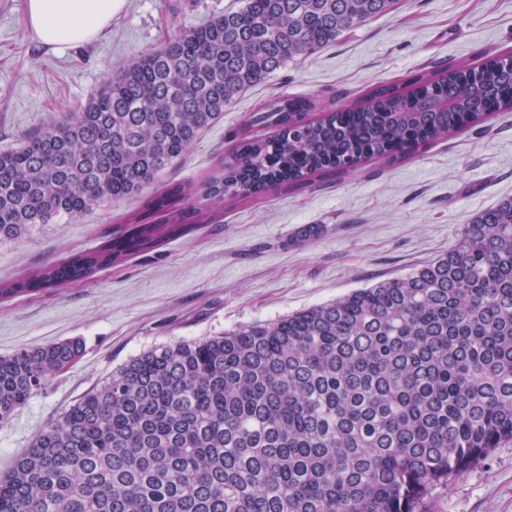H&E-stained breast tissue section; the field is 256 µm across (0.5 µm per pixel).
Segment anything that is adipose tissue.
I'll return each instance as SVG.
<instances>
[{"instance_id":"adipose-tissue-1","label":"adipose tissue","mask_w":512,"mask_h":512,"mask_svg":"<svg viewBox=\"0 0 512 512\" xmlns=\"http://www.w3.org/2000/svg\"><path fill=\"white\" fill-rule=\"evenodd\" d=\"M124 6L125 0H26L30 28L43 44L53 47L94 40Z\"/></svg>"}]
</instances>
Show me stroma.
<instances>
[{
  "label": "stroma",
  "instance_id": "35a3bbf8",
  "mask_svg": "<svg viewBox=\"0 0 512 512\" xmlns=\"http://www.w3.org/2000/svg\"><path fill=\"white\" fill-rule=\"evenodd\" d=\"M234 0H126L97 39L57 49L35 40L25 0H0V151L86 102L105 78L179 29L223 14ZM512 52V0H394L386 14L344 32L241 92L223 117L154 185L201 186L271 98L351 106L376 88L406 86L448 63L477 65ZM512 198V109L419 146L390 164L277 186L242 201L194 196L202 224L91 277L0 298V356L70 338L82 355L0 427V475L46 423L130 358L180 339L217 336L326 304L406 275L443 255L463 224ZM144 195L106 201L77 220L0 242V284L93 251L130 231ZM319 225V235L303 230ZM430 512H512V443L437 490Z\"/></svg>",
  "mask_w": 512,
  "mask_h": 512
}]
</instances>
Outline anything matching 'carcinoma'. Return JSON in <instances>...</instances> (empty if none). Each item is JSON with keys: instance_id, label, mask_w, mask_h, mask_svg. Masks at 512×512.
<instances>
[{"instance_id": "1", "label": "carcinoma", "mask_w": 512, "mask_h": 512, "mask_svg": "<svg viewBox=\"0 0 512 512\" xmlns=\"http://www.w3.org/2000/svg\"><path fill=\"white\" fill-rule=\"evenodd\" d=\"M391 0H238L108 77L0 152V241L143 192L235 97L384 14ZM512 53L426 71L347 109L278 97L221 173L148 197L129 234L0 286L92 276L186 233L201 192L246 199L414 148L512 108ZM68 339L0 357V426L78 359ZM512 441V199L412 273L222 336L129 360L52 419L0 476V512H428L436 490Z\"/></svg>"}]
</instances>
